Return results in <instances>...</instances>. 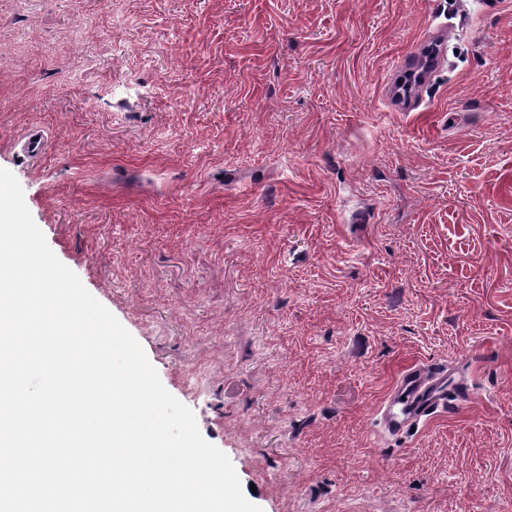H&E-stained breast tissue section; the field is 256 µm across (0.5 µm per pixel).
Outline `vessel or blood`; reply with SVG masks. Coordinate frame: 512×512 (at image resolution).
Segmentation results:
<instances>
[{"instance_id": "vessel-or-blood-1", "label": "vessel or blood", "mask_w": 512, "mask_h": 512, "mask_svg": "<svg viewBox=\"0 0 512 512\" xmlns=\"http://www.w3.org/2000/svg\"><path fill=\"white\" fill-rule=\"evenodd\" d=\"M447 31V24L428 18L419 39L394 62L384 94L390 111L420 112L426 108L423 91L447 63ZM469 395L468 389L449 386L446 364H411L399 372L391 395L379 411L378 425L390 436L407 433L445 412L451 400Z\"/></svg>"}]
</instances>
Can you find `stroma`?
Listing matches in <instances>:
<instances>
[{
    "mask_svg": "<svg viewBox=\"0 0 512 512\" xmlns=\"http://www.w3.org/2000/svg\"><path fill=\"white\" fill-rule=\"evenodd\" d=\"M435 13L429 111H385ZM1 27L37 40L0 44V168L249 502L512 512V0H0ZM416 361L470 397L378 436Z\"/></svg>",
    "mask_w": 512,
    "mask_h": 512,
    "instance_id": "obj_1",
    "label": "stroma"
}]
</instances>
